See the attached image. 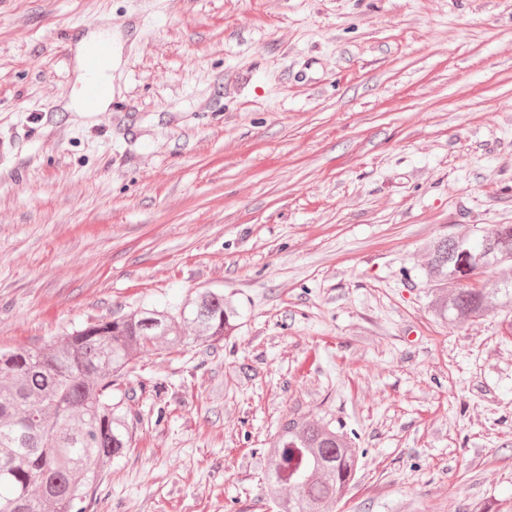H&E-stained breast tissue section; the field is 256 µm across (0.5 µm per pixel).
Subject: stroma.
<instances>
[{
    "label": "stroma",
    "instance_id": "obj_1",
    "mask_svg": "<svg viewBox=\"0 0 512 512\" xmlns=\"http://www.w3.org/2000/svg\"><path fill=\"white\" fill-rule=\"evenodd\" d=\"M108 31L113 112H74ZM512 224V0H0V348L223 289L143 352L86 512H273L287 417L364 448L333 512H512V320L433 243Z\"/></svg>",
    "mask_w": 512,
    "mask_h": 512
}]
</instances>
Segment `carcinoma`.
I'll use <instances>...</instances> for the list:
<instances>
[{
    "label": "carcinoma",
    "mask_w": 512,
    "mask_h": 512,
    "mask_svg": "<svg viewBox=\"0 0 512 512\" xmlns=\"http://www.w3.org/2000/svg\"><path fill=\"white\" fill-rule=\"evenodd\" d=\"M483 253L482 287H459L469 244ZM512 263V224L433 245L427 272L431 311L465 321L492 308L512 310V281L492 276ZM238 312L221 291L205 289L174 308H145L100 319L62 342L0 349V512H85L104 467L122 457L132 431L112 386L141 350L186 343L184 327L212 346L233 335ZM265 496L277 512H332L355 480L361 453L328 422L285 420L264 451Z\"/></svg>",
    "instance_id": "obj_1"
}]
</instances>
